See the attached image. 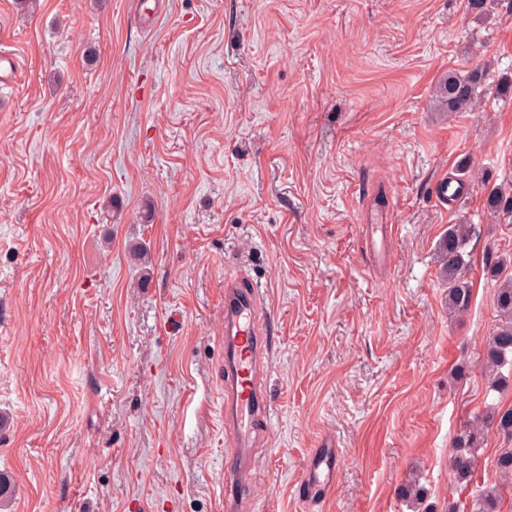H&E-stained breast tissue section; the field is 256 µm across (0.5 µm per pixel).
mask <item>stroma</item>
<instances>
[{"instance_id": "obj_1", "label": "stroma", "mask_w": 512, "mask_h": 512, "mask_svg": "<svg viewBox=\"0 0 512 512\" xmlns=\"http://www.w3.org/2000/svg\"><path fill=\"white\" fill-rule=\"evenodd\" d=\"M0 0V512H221L224 261L266 299L270 407L250 512H435L498 483L448 454L489 389L487 258L512 256V0ZM483 107L445 112L448 73ZM470 157L485 175L432 194ZM470 245L449 315L436 244ZM334 488L304 508L325 440ZM486 204L491 219L497 220L501 213H512V196L506 191L493 189L487 196ZM477 224H450L448 231L438 241L436 250L440 262V274L448 283V311L460 316L467 313L472 300V286L465 279L469 265L467 248L470 242L479 237Z\"/></svg>"}]
</instances>
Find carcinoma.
<instances>
[{
  "instance_id": "obj_1",
  "label": "carcinoma",
  "mask_w": 512,
  "mask_h": 512,
  "mask_svg": "<svg viewBox=\"0 0 512 512\" xmlns=\"http://www.w3.org/2000/svg\"><path fill=\"white\" fill-rule=\"evenodd\" d=\"M483 74L475 69L466 75L452 74L440 86V98L448 112H466L479 103ZM487 212L492 219L512 213V194L499 189L492 190L486 199ZM477 224L448 225V231L438 241L436 250L440 262V274L448 283V311L460 316L466 313L472 300V286L465 279L470 257L467 248L479 237ZM494 302L501 321L483 347V365L491 387H505L506 377L502 368L512 367V275L500 281L494 293ZM495 430L512 443V406L499 408L488 416H476L468 421L455 436L450 448V468L459 484H469L477 467L478 451L482 448L489 430ZM499 483L489 485L474 497L470 512H501L503 489L512 485V448H503L495 460ZM400 497L412 508L433 512L425 504V486L414 480L403 486Z\"/></svg>"
}]
</instances>
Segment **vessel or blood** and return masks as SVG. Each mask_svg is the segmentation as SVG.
<instances>
[{
    "instance_id": "1",
    "label": "vessel or blood",
    "mask_w": 512,
    "mask_h": 512,
    "mask_svg": "<svg viewBox=\"0 0 512 512\" xmlns=\"http://www.w3.org/2000/svg\"><path fill=\"white\" fill-rule=\"evenodd\" d=\"M262 292L234 265L224 268V430L233 467L224 475V512H243L253 482L254 450L264 440L259 425L269 399L263 382L268 353ZM339 449H317L305 474L307 501L320 499L336 481Z\"/></svg>"
}]
</instances>
